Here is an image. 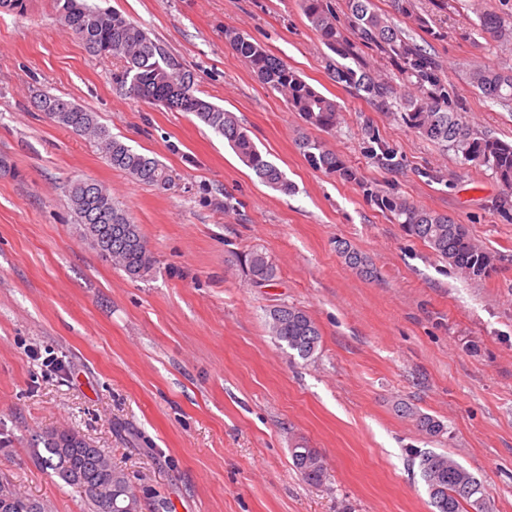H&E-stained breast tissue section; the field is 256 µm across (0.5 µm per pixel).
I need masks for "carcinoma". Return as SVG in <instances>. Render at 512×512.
I'll use <instances>...</instances> for the list:
<instances>
[{"instance_id":"carcinoma-1","label":"carcinoma","mask_w":512,"mask_h":512,"mask_svg":"<svg viewBox=\"0 0 512 512\" xmlns=\"http://www.w3.org/2000/svg\"><path fill=\"white\" fill-rule=\"evenodd\" d=\"M62 24L82 41L96 57H119L124 70L114 76L116 83L140 100L171 112H190L214 133L224 138L240 161L269 187L288 193L292 185L285 173L269 161L236 116L197 94L194 74L138 24L122 13L91 5L87 0H58ZM302 10L326 47L338 61L327 60L336 82L355 89L382 111L399 110L405 123L422 137L462 153L465 161L485 167L502 186L512 191V143L491 138H475L460 112L448 109V92L436 60L404 35L390 20L372 8V0H346L347 26L340 28L327 0H300ZM393 10L426 26V19L414 13L411 0H391ZM478 35L506 42L512 38V17L499 15L489 5L479 11ZM241 60L268 88L281 94L292 111L309 126L324 131L336 128L340 105L302 79L283 59L272 55L259 43L240 32L226 33ZM379 52L405 76L416 82L419 92L401 93L380 72L366 62L364 50ZM470 84L482 95L500 104H512V69L475 65L469 69ZM36 107L48 119L72 132L96 140L107 161L135 181L166 188L173 179L168 169L153 157L133 151L99 123L96 113L58 96L45 95ZM304 157L316 168L341 179L355 181L357 173L335 152L315 139L299 142ZM367 196L381 210L403 225L410 235L428 243L435 254L454 267L476 277L486 273L491 256L477 248L468 229L445 213L426 210L379 189H367ZM68 200L84 236L101 256L112 260L127 275L143 279L153 273L156 259L139 225L112 197L111 191L90 178L77 179L68 188ZM338 253L350 266L370 274L366 257L346 244ZM247 268L255 283L275 276L268 256L254 252ZM268 327L280 345L302 359L316 352L321 333L304 310L286 304L269 311ZM420 430L437 436L444 430L435 418L420 414ZM42 447L33 449L36 460L68 485L84 490L91 512H141L142 500L124 471L100 448H91L73 431H50L39 436ZM294 466L312 484L326 479L318 451L305 444L292 449ZM421 477L427 487L434 512H465V506L484 507L482 486L456 459L434 452L420 455ZM0 497L11 501V512H46L35 498L0 486Z\"/></svg>"}]
</instances>
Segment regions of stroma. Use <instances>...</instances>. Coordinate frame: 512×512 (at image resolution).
<instances>
[{"label": "stroma", "instance_id": "35a3bbf8", "mask_svg": "<svg viewBox=\"0 0 512 512\" xmlns=\"http://www.w3.org/2000/svg\"><path fill=\"white\" fill-rule=\"evenodd\" d=\"M139 24L195 76L202 98L233 112L290 193L270 188L188 112L130 97L123 63L87 53L56 0L0 9V484L49 512H90L84 492L38 464L41 433L72 430L139 490L142 512H433L419 456L445 453L480 481L488 512H512V191L490 170L424 139L337 84L298 0H94ZM428 24L392 16L440 65L454 110L478 136L512 142V107L484 98L468 68H512V43L476 32L479 0H413ZM249 35L341 106L331 131L307 126L258 82L225 34ZM50 93L96 112L133 151L157 158L160 189L112 168L99 146L37 109ZM321 140L358 173L310 165ZM396 167L378 165L376 142ZM107 186L157 263L130 278L82 237L66 194ZM380 186L448 214L495 258L468 277L367 197ZM367 257L349 267L337 243ZM266 252L257 284L245 257ZM306 311L321 339L301 359L268 313ZM441 421L421 432L415 414ZM327 478L306 482L298 444ZM294 466L304 480L312 484H320L326 479V471L322 458L315 448L298 444L292 450Z\"/></svg>", "mask_w": 512, "mask_h": 512}]
</instances>
